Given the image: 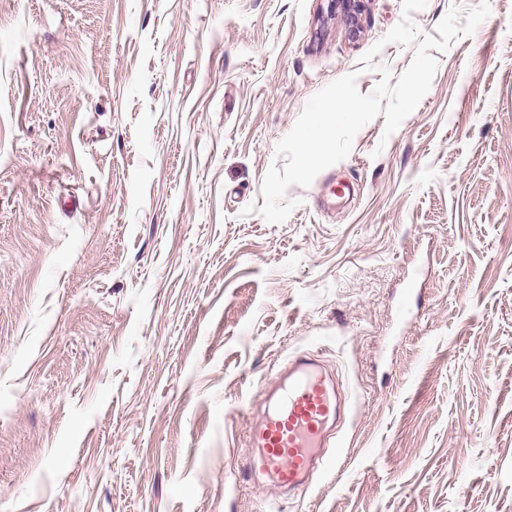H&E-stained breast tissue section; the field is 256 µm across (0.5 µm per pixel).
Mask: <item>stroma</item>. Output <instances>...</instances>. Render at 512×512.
<instances>
[{"mask_svg":"<svg viewBox=\"0 0 512 512\" xmlns=\"http://www.w3.org/2000/svg\"><path fill=\"white\" fill-rule=\"evenodd\" d=\"M283 223L309 98L402 0H0V512H512V0ZM318 354L338 468L244 476Z\"/></svg>","mask_w":512,"mask_h":512,"instance_id":"stroma-1","label":"stroma"}]
</instances>
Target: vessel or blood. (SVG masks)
I'll use <instances>...</instances> for the list:
<instances>
[{"label":"vessel or blood","mask_w":512,"mask_h":512,"mask_svg":"<svg viewBox=\"0 0 512 512\" xmlns=\"http://www.w3.org/2000/svg\"><path fill=\"white\" fill-rule=\"evenodd\" d=\"M264 396L269 406L249 431L252 452L240 462L244 472H258L273 484L296 487L314 468L337 465V458L326 456L325 450L331 445L333 426L348 408L316 356H294L286 375Z\"/></svg>","instance_id":"obj_1"}]
</instances>
